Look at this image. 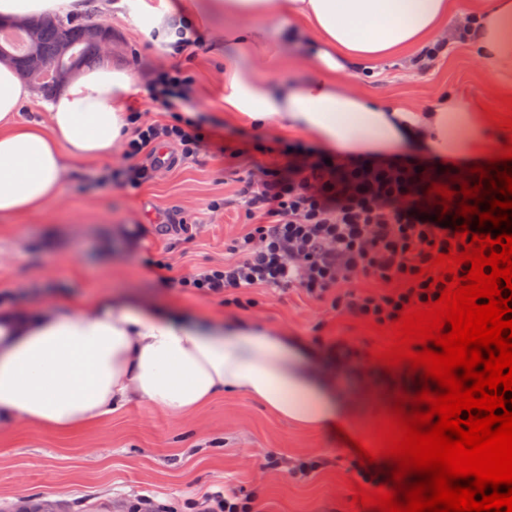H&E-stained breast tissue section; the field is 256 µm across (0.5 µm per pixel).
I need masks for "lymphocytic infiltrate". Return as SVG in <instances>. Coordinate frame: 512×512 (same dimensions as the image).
I'll return each mask as SVG.
<instances>
[{
	"mask_svg": "<svg viewBox=\"0 0 512 512\" xmlns=\"http://www.w3.org/2000/svg\"><path fill=\"white\" fill-rule=\"evenodd\" d=\"M191 45L180 38L174 49L184 54L186 67L160 71L152 83V98L167 118L147 123L139 110L129 114L126 164L112 177L130 191L152 179L158 144L175 145L188 159L212 138L201 121L180 109L194 92ZM279 151L286 164L247 172L235 195L247 229L230 244L229 258L176 279V287L220 296L240 308L252 306L244 295L250 288L297 290L334 312L379 325L397 318L410 297L426 301V293L408 285V276L428 266L432 252H447L445 236L455 231L445 225L441 198L430 194L431 181L423 176L438 167V159L417 164L364 158L341 165L301 143L281 144ZM362 277L375 281L376 289L357 290ZM324 351L339 378L357 376L373 394L420 389L418 376L390 375L370 365L355 342L338 338Z\"/></svg>",
	"mask_w": 512,
	"mask_h": 512,
	"instance_id": "1",
	"label": "lymphocytic infiltrate"
}]
</instances>
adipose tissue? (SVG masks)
<instances>
[{
  "label": "adipose tissue",
  "mask_w": 512,
  "mask_h": 512,
  "mask_svg": "<svg viewBox=\"0 0 512 512\" xmlns=\"http://www.w3.org/2000/svg\"><path fill=\"white\" fill-rule=\"evenodd\" d=\"M455 0H164L145 7L152 28L184 20L188 37L223 19L224 115L234 123L382 155L413 146L457 160L482 153L491 132L455 96L415 109L342 90L343 79L380 60L414 59L451 19ZM280 23L269 29L265 20ZM470 32L495 91L512 96V0L477 8ZM312 62V76L271 82L262 72L281 49ZM128 71L99 66L45 105L46 122L24 121L30 89L0 62V220L58 200L77 165L108 160L124 142ZM245 394L279 419L320 430L352 419L313 347L213 312L59 294L43 314L0 305V427L27 422L58 434L90 427L138 400L187 417L221 394Z\"/></svg>",
  "instance_id": "ef3b65f1"
}]
</instances>
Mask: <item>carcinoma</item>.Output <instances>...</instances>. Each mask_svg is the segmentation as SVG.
Here are the masks:
<instances>
[{
	"instance_id": "carcinoma-1",
	"label": "carcinoma",
	"mask_w": 512,
	"mask_h": 512,
	"mask_svg": "<svg viewBox=\"0 0 512 512\" xmlns=\"http://www.w3.org/2000/svg\"><path fill=\"white\" fill-rule=\"evenodd\" d=\"M100 22L63 23L52 16H42V25L33 36L26 35L24 49L17 50L11 44L0 40V49L15 57V69L24 68V59L30 52H37L48 62L73 60L84 70L104 60L98 33Z\"/></svg>"
}]
</instances>
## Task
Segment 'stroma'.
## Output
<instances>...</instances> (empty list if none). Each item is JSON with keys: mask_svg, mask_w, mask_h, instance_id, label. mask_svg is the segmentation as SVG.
Wrapping results in <instances>:
<instances>
[{"mask_svg": "<svg viewBox=\"0 0 512 512\" xmlns=\"http://www.w3.org/2000/svg\"><path fill=\"white\" fill-rule=\"evenodd\" d=\"M77 18L109 25L114 39L108 63L133 74L132 105L148 121L162 107L152 100L155 74L183 63L165 49L140 12L139 0L122 7L109 0H82ZM194 111L225 144L260 142L256 158L267 166L283 164L274 152L283 133L255 129L224 118V57L211 39L201 41L195 57ZM370 100L423 108L451 93L472 107L512 115V99L494 97L469 46H450L432 69L410 67L407 60L379 62L371 76L347 80ZM123 157L83 163L64 181L60 203L25 217L0 220V297L18 293L29 311L48 307L58 292L99 297L122 289L136 298L171 303L186 313L201 309L233 320L242 316L260 327L285 332L306 344L317 337L343 336L372 344L376 337L365 321L339 315L290 290L272 294L252 289L254 309L225 305L223 298L174 287V279L223 263L230 242L245 229L244 216L231 198L241 186L248 163L209 150L193 160L159 170L135 192L109 181ZM223 201L212 210V201ZM165 260L160 273L147 259ZM277 459L274 467L261 457ZM319 458L326 465L302 477L293 464ZM358 456L333 429L304 431L271 415L242 394L219 395L191 420L171 417L141 402H132L95 428L67 437L34 425L0 430V504L45 502L55 512H121L125 502L145 495L181 507L185 499L213 492L256 491L261 512H350Z\"/></svg>", "mask_w": 512, "mask_h": 512, "instance_id": "stroma-1", "label": "stroma"}]
</instances>
